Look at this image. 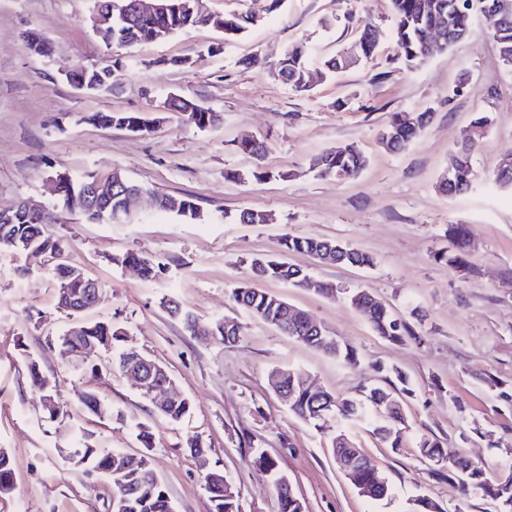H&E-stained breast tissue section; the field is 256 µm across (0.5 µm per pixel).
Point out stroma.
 Returning <instances> with one entry per match:
<instances>
[{"label": "stroma", "instance_id": "stroma-1", "mask_svg": "<svg viewBox=\"0 0 512 512\" xmlns=\"http://www.w3.org/2000/svg\"><path fill=\"white\" fill-rule=\"evenodd\" d=\"M94 0H0V208L17 200L50 207L56 172L79 179L121 169L147 186L130 215L92 224L75 218L52 225L70 246L68 260L105 288L103 300L82 313L85 322L118 320L126 345L161 363L180 397L193 405L190 418L172 424L157 416L123 376L110 375L109 352L76 366L63 359L58 336L72 319L56 305L53 263L0 251V448L12 460V491L0 512H110L111 487L66 460L73 448L148 453L177 512H210L203 472L187 443L202 437L210 465L222 468L239 494L242 512H278L266 472L253 458L271 456L304 503L305 512H406L426 496L438 512H494L481 495L461 498L455 483L437 479L415 448L419 436L440 439L470 460L499 473L512 466V409L496 389L472 379L486 371L512 386V187L495 184L501 158L512 153V71L496 42L479 35L435 51L414 69L397 59L389 0H200L197 23L159 42L105 44L93 29ZM249 11L257 21L222 53L224 41L211 22ZM379 24L376 53L336 76L323 62L356 39L361 20ZM36 32L52 45L50 57L30 53ZM308 51L310 92L298 93L269 72L288 46ZM115 65L112 88L87 96L60 78L82 65ZM178 93L220 112L221 124L198 130L173 112H160ZM431 110L433 120L406 151L379 140L392 113ZM93 112L160 114L148 134L103 129ZM492 119L472 153L477 175L459 197L439 193L436 183L476 113ZM263 140L270 179L249 177L253 161L233 142ZM350 145L367 159L355 177L321 178L311 172L324 151ZM242 173L231 181L227 172ZM190 198L202 217L192 221L155 207L153 193ZM244 210L270 214L266 224H239ZM465 225L472 273L462 275L437 253L448 247V227ZM319 236L370 253L375 264L357 268L327 264L300 252L282 253L284 236ZM134 251L164 264L144 278L136 268L114 264ZM283 256L307 271L310 288L261 282L265 291L315 318L340 345L355 350L348 366L271 326L250 318L232 289L260 256ZM365 290L402 317L421 310L418 340L393 343L342 299L318 293L316 283ZM172 296L200 323L233 319L243 334L232 344L184 331L161 308ZM56 381L70 419H47L30 382L28 359ZM99 376H91L92 365ZM408 375L414 393L404 398L408 423L400 450L375 434V412L338 421L389 482L388 497L359 495L338 470L327 435L295 417L270 383L275 370L305 374L333 394L355 398L385 385L378 366ZM94 390L114 410L149 424L154 446L144 451L129 425L85 413L81 400ZM481 435H474L473 427Z\"/></svg>", "mask_w": 512, "mask_h": 512}]
</instances>
